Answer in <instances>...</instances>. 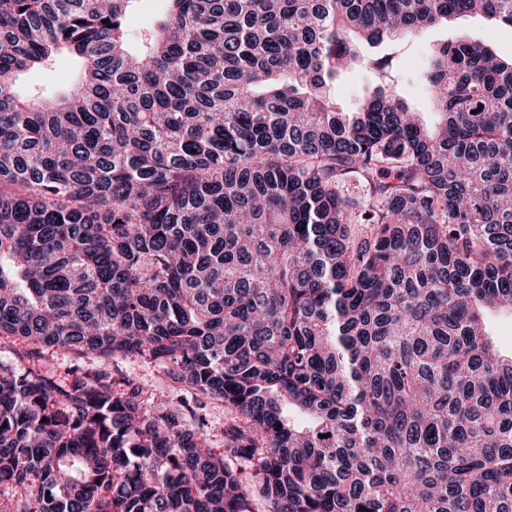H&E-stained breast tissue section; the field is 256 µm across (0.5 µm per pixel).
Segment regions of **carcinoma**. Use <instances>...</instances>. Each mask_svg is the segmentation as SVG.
Returning a JSON list of instances; mask_svg holds the SVG:
<instances>
[{"instance_id": "obj_1", "label": "carcinoma", "mask_w": 512, "mask_h": 512, "mask_svg": "<svg viewBox=\"0 0 512 512\" xmlns=\"http://www.w3.org/2000/svg\"><path fill=\"white\" fill-rule=\"evenodd\" d=\"M136 2L0 0V337L242 418L224 458L164 395L0 363V512H253L244 473L272 512H512V58L433 48L431 130L388 57L356 111L327 91L512 0H167L134 51ZM385 52L384 47H370L364 46L363 62L357 67L342 71L336 76V80L332 82L330 87V95L336 101V106L346 112L355 111L360 100L364 97L366 92L378 84L377 72L374 70L372 62L383 56ZM71 68L66 60L60 61L51 71H33L27 75V80L32 84L50 88L58 83L66 82L70 79ZM51 353L52 351L46 353L45 358L64 379L74 380L81 377L88 369L96 368L110 374L117 381L129 379L134 384L144 387L148 394L151 391H157L169 395L174 399V403H180V399L186 401L197 412L196 419L188 414L186 423L203 424L210 434L211 448L214 453L224 456V424L231 420L232 412L224 406V401L205 400V404L199 406L185 391L183 384L171 380L164 365L135 357L105 360L60 349L56 350L52 356Z\"/></svg>"}]
</instances>
